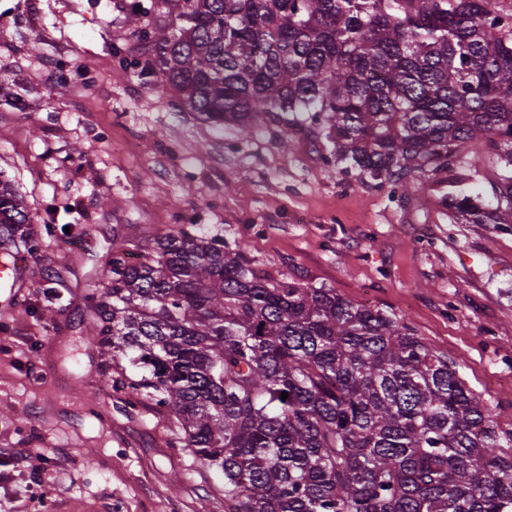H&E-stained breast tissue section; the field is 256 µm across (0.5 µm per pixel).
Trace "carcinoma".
<instances>
[{
  "instance_id": "1",
  "label": "carcinoma",
  "mask_w": 512,
  "mask_h": 512,
  "mask_svg": "<svg viewBox=\"0 0 512 512\" xmlns=\"http://www.w3.org/2000/svg\"><path fill=\"white\" fill-rule=\"evenodd\" d=\"M142 77L217 129L315 125L344 169L402 188L475 140L512 169V6L503 0H153ZM470 224L512 217L450 193ZM0 180V248L36 249ZM112 239L93 333L144 370L125 383L224 473V512H512V427L402 317L273 276L194 225L145 245ZM288 398L281 399L282 393Z\"/></svg>"
}]
</instances>
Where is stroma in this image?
<instances>
[{"mask_svg":"<svg viewBox=\"0 0 512 512\" xmlns=\"http://www.w3.org/2000/svg\"><path fill=\"white\" fill-rule=\"evenodd\" d=\"M132 0H0V174L33 215L28 277L0 288V512H224V475L182 448L140 372L86 331L113 237L130 261L189 224L272 274L405 319L512 422V224L450 218L496 199L489 144L391 190L327 160L317 129H214L139 77Z\"/></svg>","mask_w":512,"mask_h":512,"instance_id":"obj_1","label":"stroma"}]
</instances>
